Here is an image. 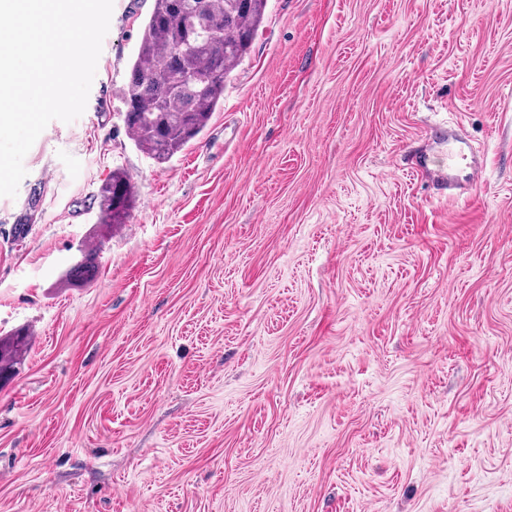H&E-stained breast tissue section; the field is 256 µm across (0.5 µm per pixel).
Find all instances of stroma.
Instances as JSON below:
<instances>
[{
  "mask_svg": "<svg viewBox=\"0 0 512 512\" xmlns=\"http://www.w3.org/2000/svg\"><path fill=\"white\" fill-rule=\"evenodd\" d=\"M150 5L0 197V512H512V0H268L164 164L123 119ZM451 120L488 157L459 202L411 166ZM134 198V187L126 174L122 171L113 172L112 178L100 189V219L97 224L103 225L104 231L82 249V256L72 267V273H89L96 268L99 254L112 231L127 224ZM26 344L24 341H16L13 343L4 344L0 339V379L12 371L14 364L26 352Z\"/></svg>",
  "mask_w": 512,
  "mask_h": 512,
  "instance_id": "obj_1",
  "label": "stroma"
}]
</instances>
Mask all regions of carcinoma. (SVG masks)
<instances>
[{
    "label": "carcinoma",
    "instance_id": "1",
    "mask_svg": "<svg viewBox=\"0 0 512 512\" xmlns=\"http://www.w3.org/2000/svg\"><path fill=\"white\" fill-rule=\"evenodd\" d=\"M267 0H152L129 68L124 122L136 145L163 163L208 126L224 100L230 74L248 54ZM134 187L122 171L100 189L104 231L82 249L72 267L89 273L112 231L127 223ZM26 344L0 341V378L12 371Z\"/></svg>",
    "mask_w": 512,
    "mask_h": 512
}]
</instances>
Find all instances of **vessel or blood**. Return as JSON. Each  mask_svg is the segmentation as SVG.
Returning <instances> with one entry per match:
<instances>
[{
  "label": "vessel or blood",
  "instance_id": "1",
  "mask_svg": "<svg viewBox=\"0 0 512 512\" xmlns=\"http://www.w3.org/2000/svg\"><path fill=\"white\" fill-rule=\"evenodd\" d=\"M434 143L446 147V157L438 158L428 152H421L415 162L416 168L446 189L449 197L457 198L472 192L477 185L480 170L486 165L485 158L473 154L467 143L452 132L436 137Z\"/></svg>",
  "mask_w": 512,
  "mask_h": 512
}]
</instances>
